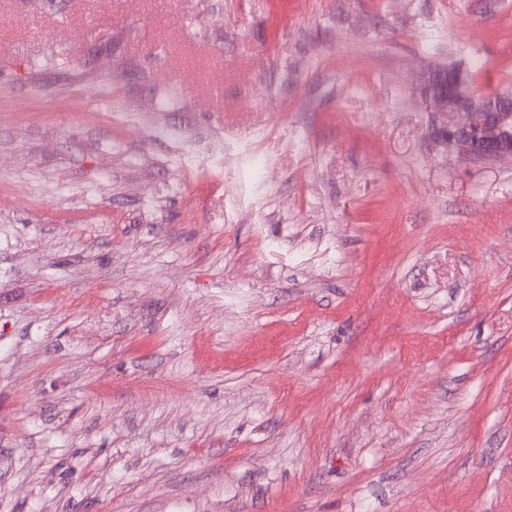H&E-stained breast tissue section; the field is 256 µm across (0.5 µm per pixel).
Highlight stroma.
I'll return each mask as SVG.
<instances>
[{"mask_svg":"<svg viewBox=\"0 0 512 512\" xmlns=\"http://www.w3.org/2000/svg\"><path fill=\"white\" fill-rule=\"evenodd\" d=\"M512 0H0V512H512ZM445 78L442 88L437 87ZM461 69L434 68L427 83V101L436 112L448 114L445 137L450 147L461 146L474 159L512 158V97L476 92ZM469 91L464 92L467 86Z\"/></svg>","mask_w":512,"mask_h":512,"instance_id":"1","label":"stroma"}]
</instances>
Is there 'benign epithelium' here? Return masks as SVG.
I'll return each mask as SVG.
<instances>
[{
    "label": "benign epithelium",
    "mask_w": 512,
    "mask_h": 512,
    "mask_svg": "<svg viewBox=\"0 0 512 512\" xmlns=\"http://www.w3.org/2000/svg\"><path fill=\"white\" fill-rule=\"evenodd\" d=\"M468 83L460 69L438 67L428 76L430 107L448 114V146H460L474 159L512 158V97L465 92Z\"/></svg>",
    "instance_id": "7a95c632"
}]
</instances>
